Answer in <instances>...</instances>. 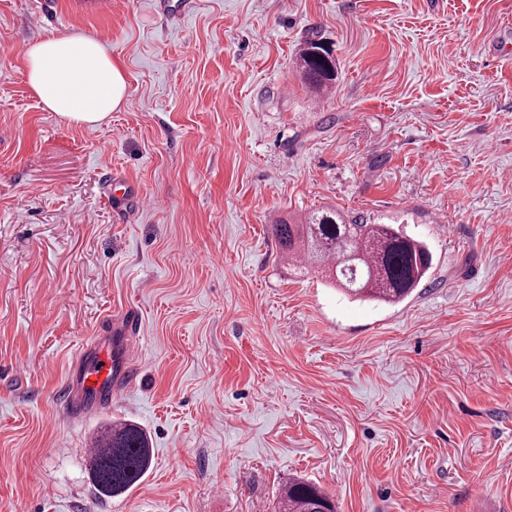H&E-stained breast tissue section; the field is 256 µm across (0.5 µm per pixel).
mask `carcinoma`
Instances as JSON below:
<instances>
[{"label": "carcinoma", "mask_w": 512, "mask_h": 512, "mask_svg": "<svg viewBox=\"0 0 512 512\" xmlns=\"http://www.w3.org/2000/svg\"><path fill=\"white\" fill-rule=\"evenodd\" d=\"M298 68L315 93L330 91L337 77L336 59L323 41L304 40ZM274 234L289 254L327 267L332 282L349 295L387 304L398 303L422 281L431 265L427 247L400 230L367 224L334 209L310 212L300 224H275ZM152 448L143 430L125 424L100 435L89 460L92 485L101 497L130 491L147 473ZM279 512H335L332 497L315 485L290 479Z\"/></svg>", "instance_id": "obj_1"}]
</instances>
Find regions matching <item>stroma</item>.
<instances>
[{
    "label": "stroma",
    "instance_id": "1",
    "mask_svg": "<svg viewBox=\"0 0 512 512\" xmlns=\"http://www.w3.org/2000/svg\"><path fill=\"white\" fill-rule=\"evenodd\" d=\"M51 33L124 68L99 125L31 92ZM111 174L162 206L116 211ZM326 206L426 244L406 299L298 271L271 226ZM126 313L130 387L73 418ZM125 422L152 463L102 498L92 438ZM291 478L336 512H512V0H0V512H276ZM298 68L305 83L315 93L329 92L336 83V59L320 39L304 40L298 52ZM128 367L118 374L112 364V346L86 348L76 357L68 385L67 406L71 414H91L104 401H112L126 388Z\"/></svg>",
    "mask_w": 512,
    "mask_h": 512
}]
</instances>
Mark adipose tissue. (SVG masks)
Masks as SVG:
<instances>
[{
    "mask_svg": "<svg viewBox=\"0 0 512 512\" xmlns=\"http://www.w3.org/2000/svg\"><path fill=\"white\" fill-rule=\"evenodd\" d=\"M27 83L45 110L78 125H95L123 103L127 79L97 39L79 34L35 40L25 54Z\"/></svg>",
    "mask_w": 512,
    "mask_h": 512,
    "instance_id": "1",
    "label": "adipose tissue"
}]
</instances>
